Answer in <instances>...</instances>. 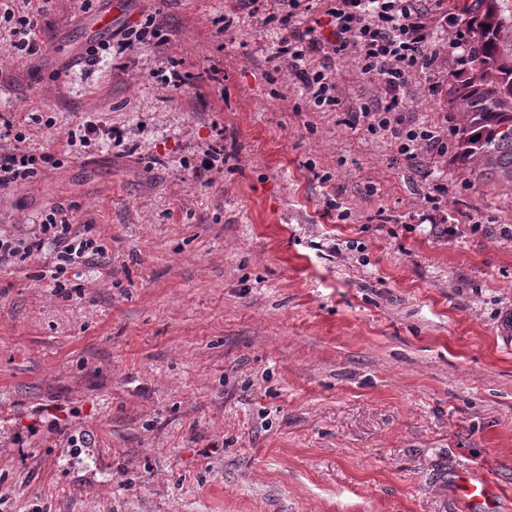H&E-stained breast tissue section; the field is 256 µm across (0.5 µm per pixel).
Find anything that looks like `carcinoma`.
Wrapping results in <instances>:
<instances>
[{
    "label": "carcinoma",
    "mask_w": 512,
    "mask_h": 512,
    "mask_svg": "<svg viewBox=\"0 0 512 512\" xmlns=\"http://www.w3.org/2000/svg\"><path fill=\"white\" fill-rule=\"evenodd\" d=\"M490 2L483 14L466 18L469 71L450 82V93L470 114L456 149L465 159L482 157L512 173V61L498 51L501 18Z\"/></svg>",
    "instance_id": "obj_1"
}]
</instances>
